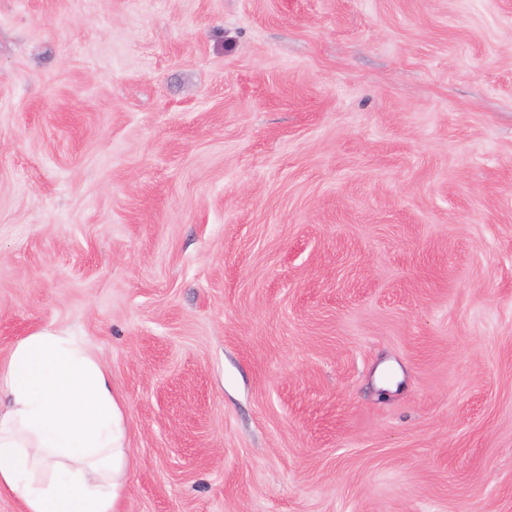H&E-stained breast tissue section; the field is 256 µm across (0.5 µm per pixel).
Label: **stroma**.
I'll use <instances>...</instances> for the list:
<instances>
[{
	"label": "stroma",
	"instance_id": "1",
	"mask_svg": "<svg viewBox=\"0 0 512 512\" xmlns=\"http://www.w3.org/2000/svg\"><path fill=\"white\" fill-rule=\"evenodd\" d=\"M42 326L122 512H512V0H0V358Z\"/></svg>",
	"mask_w": 512,
	"mask_h": 512
}]
</instances>
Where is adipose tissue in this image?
I'll list each match as a JSON object with an SVG mask.
<instances>
[{
    "label": "adipose tissue",
    "mask_w": 512,
    "mask_h": 512,
    "mask_svg": "<svg viewBox=\"0 0 512 512\" xmlns=\"http://www.w3.org/2000/svg\"><path fill=\"white\" fill-rule=\"evenodd\" d=\"M123 402L92 348L50 326L0 359V492L23 512H121Z\"/></svg>",
    "instance_id": "ef3b65f1"
}]
</instances>
